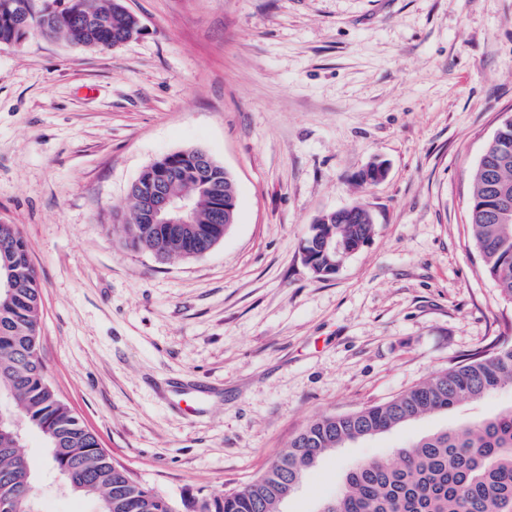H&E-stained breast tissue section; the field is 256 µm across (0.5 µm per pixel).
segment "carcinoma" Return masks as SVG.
I'll return each mask as SVG.
<instances>
[{
	"mask_svg": "<svg viewBox=\"0 0 512 512\" xmlns=\"http://www.w3.org/2000/svg\"><path fill=\"white\" fill-rule=\"evenodd\" d=\"M0 0V43H17L32 32L48 33L95 51L137 37L115 0ZM168 157L178 172L163 185L174 197L194 201L192 224H144L141 196L130 192L129 215L112 231L124 244L161 260L190 258L224 239L226 225L215 220L212 195L234 193L222 165L193 163L191 153ZM512 207V131L492 138L472 175L469 223L484 259V272L512 300V220L496 217ZM332 234L348 252L370 241L374 225L361 208L328 222L310 224ZM13 270V292L0 294V512H41L35 475L54 471L72 493L94 500L97 512H278L280 496L294 476H304L328 451L348 441L386 432L427 414L442 413L468 399H481L512 385V347L479 352L438 372L392 400L310 422L287 452L267 470L229 492L175 502L136 480L99 447L96 437L58 396L46 378L39 354L40 288L26 240L14 224H0V272ZM37 430L46 456L34 461L21 452L24 438L13 421ZM387 457L357 464L321 512H512V407L458 428L428 434Z\"/></svg>",
	"mask_w": 512,
	"mask_h": 512,
	"instance_id": "1",
	"label": "carcinoma"
}]
</instances>
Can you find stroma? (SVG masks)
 Returning a JSON list of instances; mask_svg holds the SVG:
<instances>
[{
    "mask_svg": "<svg viewBox=\"0 0 512 512\" xmlns=\"http://www.w3.org/2000/svg\"><path fill=\"white\" fill-rule=\"evenodd\" d=\"M137 38L0 43V223L40 282L47 379L100 448L159 493L230 491L316 417L391 400L488 347L512 301L467 223L471 173L512 115V0H124ZM230 173L239 217L194 258L107 230L177 150ZM386 168L372 185L358 176ZM374 234L330 279L301 246L325 211ZM512 405L499 389L324 456L284 512L352 465ZM42 512H97L37 475Z\"/></svg>",
    "mask_w": 512,
    "mask_h": 512,
    "instance_id": "1",
    "label": "stroma"
}]
</instances>
